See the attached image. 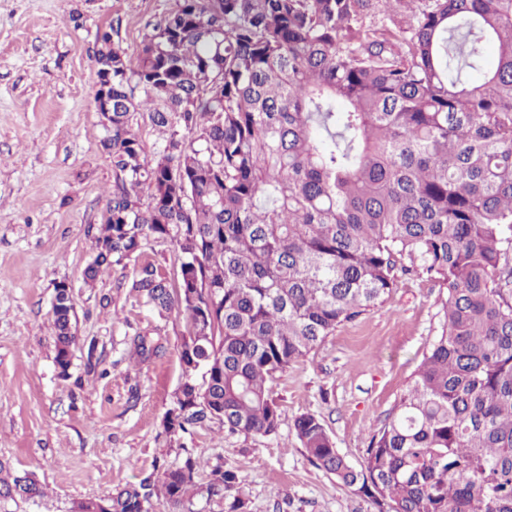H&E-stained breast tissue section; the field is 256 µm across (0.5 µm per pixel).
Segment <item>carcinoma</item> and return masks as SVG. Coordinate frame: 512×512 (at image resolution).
I'll use <instances>...</instances> for the list:
<instances>
[{"mask_svg":"<svg viewBox=\"0 0 512 512\" xmlns=\"http://www.w3.org/2000/svg\"><path fill=\"white\" fill-rule=\"evenodd\" d=\"M116 34L93 53L112 94L95 243L112 254L84 281L151 236L175 245L177 287L150 262L131 285L187 320L164 434L277 436L270 383L417 272L448 286L442 332L360 469L315 415L290 427L377 512H512V0H176L133 63ZM487 44L497 64L472 82ZM143 124L163 136L150 155ZM56 300L66 375L75 314ZM198 468L187 451L74 512H196L237 483L216 464L199 484ZM44 496L0 461V502Z\"/></svg>","mask_w":512,"mask_h":512,"instance_id":"cac0c4a2","label":"carcinoma"}]
</instances>
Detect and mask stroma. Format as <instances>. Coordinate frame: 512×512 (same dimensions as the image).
I'll return each instance as SVG.
<instances>
[{
  "mask_svg": "<svg viewBox=\"0 0 512 512\" xmlns=\"http://www.w3.org/2000/svg\"><path fill=\"white\" fill-rule=\"evenodd\" d=\"M176 0H0V458L36 474L41 504L6 512H72L74 505L176 464L200 476L224 465L247 512H376L354 488L315 467L288 422L321 419L353 466L387 423L441 332L445 284L399 275L388 300L339 326L272 385L286 423L273 438L231 435L217 423L172 440L163 418L180 382L184 316L153 312L132 289L137 262L176 281L171 242L148 239L138 259L83 271L112 191L101 146L90 58L99 27L120 22L116 45L136 59L149 24ZM65 282L78 316L68 375L55 363L52 299ZM158 347L132 358L131 341ZM99 358L86 368L88 355Z\"/></svg>",
  "mask_w": 512,
  "mask_h": 512,
  "instance_id": "stroma-1",
  "label": "stroma"
}]
</instances>
